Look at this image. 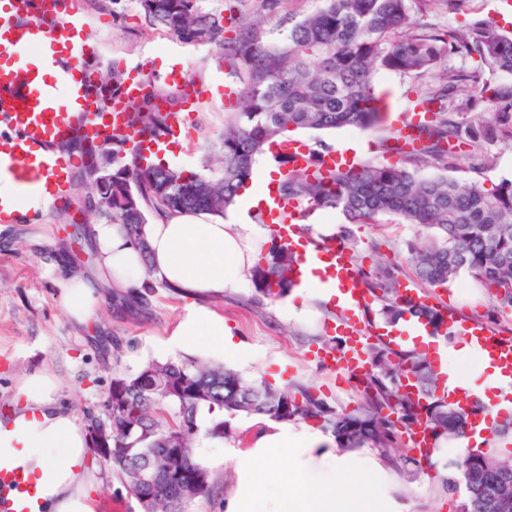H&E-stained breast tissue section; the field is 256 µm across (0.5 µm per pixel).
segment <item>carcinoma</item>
I'll use <instances>...</instances> for the list:
<instances>
[{"label":"carcinoma","instance_id":"cac0c4a2","mask_svg":"<svg viewBox=\"0 0 512 512\" xmlns=\"http://www.w3.org/2000/svg\"><path fill=\"white\" fill-rule=\"evenodd\" d=\"M202 2L136 0L148 27L216 50L218 65L236 80L237 106L224 113L216 136L196 144L203 159L199 169L168 157L145 162L126 134L112 135V153L106 155L84 149L82 140L62 145L112 171L110 192L78 171L74 185L85 217L124 225L141 249L146 245L139 229L151 213L198 210L222 217L250 181L257 156L297 130L387 129L388 109L376 93V75H416L424 83L415 89L414 103L430 120L418 131L420 147L409 152L414 169L367 162L324 171L313 151L303 168H290L287 158L275 157L284 170L280 194L302 209L340 210L348 221L341 235L345 242L352 240V225L374 223L382 214L419 227L427 232L426 240L408 246V262L422 284L445 286L465 271L486 289L491 312L511 313L512 182H460L443 171L448 146L464 134L475 146L484 140L512 142V82L499 79L512 75V34L488 19L427 30L412 16L409 0H323L318 11L288 19L277 40L261 14L226 37L224 16L204 9ZM450 54L471 59L477 71L488 74L480 94L491 109L490 119L479 114L465 127L448 120L464 81L447 66ZM126 76L127 71L112 67L99 79L101 90H118ZM171 116L145 99L130 112L129 126L162 135ZM422 168L437 174L422 175ZM293 263L289 249L271 240L254 269L255 287L269 299L283 297L293 285ZM401 275L399 265L381 262L362 273L378 314L386 319L415 314L442 324L438 311L402 304ZM154 293L148 287L117 294L113 313L144 324ZM367 353L362 399L348 412L330 406L313 386L279 390L218 364L189 358L149 361L112 376L100 412L87 413L94 451L137 501L138 512H188L195 499L215 493L217 480L199 459L195 439L202 429L212 439L237 437L227 416L309 421L331 434L338 447L373 448L387 466L413 473L421 461L403 447L402 435L384 413L395 398L405 419L417 418V405L399 394L400 380L412 373L420 394L428 397L424 414L434 440L464 434L467 414L449 412L448 401L436 396L438 374L427 356L384 344L369 345ZM456 471L461 478L445 477L440 493L453 495L464 483L458 512H497L493 496L501 484L512 485V456L471 453ZM144 474L155 475L156 481L144 483Z\"/></svg>","mask_w":512,"mask_h":512}]
</instances>
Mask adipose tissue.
Instances as JSON below:
<instances>
[{
    "mask_svg": "<svg viewBox=\"0 0 512 512\" xmlns=\"http://www.w3.org/2000/svg\"><path fill=\"white\" fill-rule=\"evenodd\" d=\"M255 168V181L241 191L231 221L205 212L158 216L141 227L147 244L143 251L130 242L122 225L103 219L92 225L96 271L67 275L61 283L60 303L71 321L82 328L98 323L105 289L163 286L187 303L161 354L246 359L248 347L235 340L212 301L251 288L253 269L268 240V230L256 223L255 214L268 198L274 167L259 161ZM422 338L436 347L443 387L479 398L489 418L512 410V380L502 376L460 326ZM55 392L51 377L27 380L10 429L0 431V463L19 457L41 473L42 512H93L85 465L89 437L78 417L58 404ZM471 448L493 456L499 445L479 428L440 440L430 461L438 466L457 461ZM282 456L287 466L271 472ZM222 459L233 463L238 478L224 512H401L379 455L337 447L333 438L301 421H268L252 447L225 444Z\"/></svg>",
    "mask_w": 512,
    "mask_h": 512,
    "instance_id": "adipose-tissue-1",
    "label": "adipose tissue"
}]
</instances>
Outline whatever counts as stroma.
I'll list each match as a JSON object with an SVG mask.
<instances>
[{"mask_svg": "<svg viewBox=\"0 0 512 512\" xmlns=\"http://www.w3.org/2000/svg\"><path fill=\"white\" fill-rule=\"evenodd\" d=\"M87 14L92 32L103 44L105 59L92 62L98 75H105L113 61L125 68L150 64L160 67L162 60L175 57L187 68L191 78L211 93L200 111L189 121L198 132L217 133L224 120L222 94L228 77L216 61H205V49L185 45L169 34L147 28L134 0H71ZM491 17L512 29V0H435L421 23L436 27H458L476 18ZM417 86L414 77L383 71L375 79L377 93L386 94L394 114L410 110ZM300 139L310 148L333 146L337 141L360 139L365 147L362 161L390 163L392 157L379 147L381 132L342 128L336 131H303ZM495 159L485 167V156ZM448 177L461 182H500L512 180V143L500 140L481 146L461 145L449 161ZM72 210L51 211L35 222L0 223V415L11 409L26 377L47 373L56 381L58 402L77 416L98 410L108 392L113 373H125L129 366L117 359L118 351H130L154 360L155 350L175 328L185 305L183 298L169 290L157 289L153 299V318L133 324L115 318L104 310L99 323L90 328L76 326L65 314L59 298L62 275L52 263V242L65 246L74 265L85 272L96 267L97 255L87 235H74ZM352 249L364 265L379 261L407 262V246L420 241L418 230L394 215L378 216L376 223L353 227ZM477 282L467 274L445 287L435 288L438 304L447 305L465 321L480 320L496 334L512 337V316L489 314L487 302H473ZM224 324L243 340L251 351L249 359L234 363L245 375L266 380L284 388L294 383L311 385L331 405L353 409L360 393L341 370L322 365L311 352L312 335L319 333L324 315L311 312L308 323L284 320L277 302L257 290L225 295L216 299ZM90 493L95 504H108L112 512H128L127 495L111 469L94 457H87ZM396 496L402 512H456L460 495L439 496L433 483H412L400 472H393Z\"/></svg>", "mask_w": 512, "mask_h": 512, "instance_id": "1", "label": "stroma"}]
</instances>
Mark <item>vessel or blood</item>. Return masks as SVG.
Instances as JSON below:
<instances>
[{"instance_id": "b4317fda", "label": "vessel or blood", "mask_w": 512, "mask_h": 512, "mask_svg": "<svg viewBox=\"0 0 512 512\" xmlns=\"http://www.w3.org/2000/svg\"><path fill=\"white\" fill-rule=\"evenodd\" d=\"M89 27L88 18L65 9L61 0H0V222L20 218L19 199L46 211L68 197L77 159L62 151L63 143L126 133L141 156L166 147V137L133 133L128 126L131 107L152 90V69L133 68L130 79L116 92L96 91L97 76L87 62L102 58L103 50L86 38ZM163 81L185 92L171 122L177 134L186 113L206 102L207 92L190 88L189 73L180 64L172 65ZM271 211L279 217L273 225L275 236L298 255L290 273L293 283H303L304 266L312 255L326 265L323 282L338 288L343 297L335 332L347 337L348 344L339 351L321 349L318 359L353 376L362 373L366 357L361 327L373 299L356 265L340 240L311 246L296 240L299 213L291 204L273 199ZM474 336L483 348L496 340L490 356L512 377V340L492 337L484 328ZM40 490V473L0 465V512H41Z\"/></svg>"}]
</instances>
